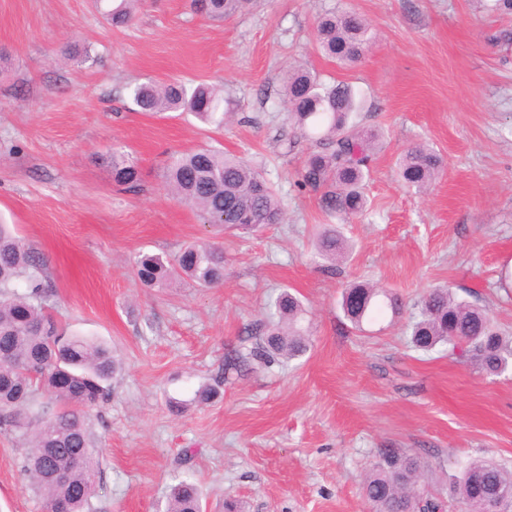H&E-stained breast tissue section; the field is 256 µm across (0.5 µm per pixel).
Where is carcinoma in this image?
Listing matches in <instances>:
<instances>
[{"label": "carcinoma", "instance_id": "cac0c4a2", "mask_svg": "<svg viewBox=\"0 0 512 512\" xmlns=\"http://www.w3.org/2000/svg\"><path fill=\"white\" fill-rule=\"evenodd\" d=\"M135 0H120L112 23L128 22ZM251 0H191L194 9L212 20H229L246 10ZM483 8L512 16V0H481ZM367 22L351 11H326L316 25V47L341 66L356 63L373 42ZM289 126L311 143L312 150L299 179L300 187L321 193L325 209L356 216L367 207L365 184L379 149L377 134L353 117L361 110V94L344 81L325 82L305 69H291L282 80ZM132 100L142 112H188L199 121L224 125V95L207 84L187 86L178 81L140 84ZM112 182L128 191L141 187L138 162L121 149L109 159ZM442 160L419 144L399 161L404 182L418 189L439 176ZM173 198L194 209L203 223L224 229L253 230L284 220L282 203L273 186L243 159L211 148L174 156L164 171ZM317 255L336 270L349 250L331 224L317 235ZM43 255L23 243L8 224H0V425L31 437L32 450L24 473L44 512H90L99 453L88 419L110 393L117 370L105 343L66 334L48 311L53 296L43 276ZM135 276L145 288H165L187 279L201 288L224 283V247L192 243L177 256L141 252L133 260ZM25 282L26 292L13 290ZM273 319L258 330L249 356L225 359L226 369L269 367L280 359L303 355L310 347L306 309L300 298L283 290L274 300ZM339 307L355 329L390 314L402 315L405 304L389 289L354 283L343 289ZM412 347L425 353L439 347L469 361L486 376L512 367V334L502 332L476 304L459 299L449 288L427 291L411 313ZM45 389L58 402L49 412L36 399ZM422 463L409 451L385 448L364 480L362 493L371 512H443L444 501L421 483ZM512 490V469L491 460L467 461L450 485L465 512H512L502 504ZM167 512H202L195 483L174 484Z\"/></svg>", "mask_w": 512, "mask_h": 512}]
</instances>
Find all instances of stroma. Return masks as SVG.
<instances>
[{
  "mask_svg": "<svg viewBox=\"0 0 512 512\" xmlns=\"http://www.w3.org/2000/svg\"><path fill=\"white\" fill-rule=\"evenodd\" d=\"M116 0H0V219L39 249L61 327L109 344L119 368L90 427L100 472L94 512H166L171 485L195 481L205 512L225 497L243 512H370L362 484L379 449L415 452L429 490L462 512L448 475L473 458L512 467V370L478 374L447 349L410 347L407 317L352 329L338 301L364 282L414 302L425 290L473 294L512 330V17L479 0H254L228 21L191 0H136L113 26ZM363 15L376 39L343 67L315 49L328 10ZM91 59H65L71 44ZM291 67L353 84L360 123L381 132L363 214H328L297 182L311 147L281 145V75ZM205 83L232 110L222 128L192 115L148 114L131 87ZM443 170L426 191L399 176L416 144ZM122 148L142 187L112 182L105 160ZM220 149L259 168L286 213L257 232L221 230L173 200L168 158ZM337 225L353 250L336 273L316 257L317 232ZM192 241L220 243L224 284L146 288L139 251L174 256ZM303 301L311 346L269 368L224 370L248 353L282 290ZM205 385L218 398L195 399ZM28 439L0 429V512H42L23 461Z\"/></svg>",
  "mask_w": 512,
  "mask_h": 512,
  "instance_id": "1",
  "label": "stroma"
}]
</instances>
